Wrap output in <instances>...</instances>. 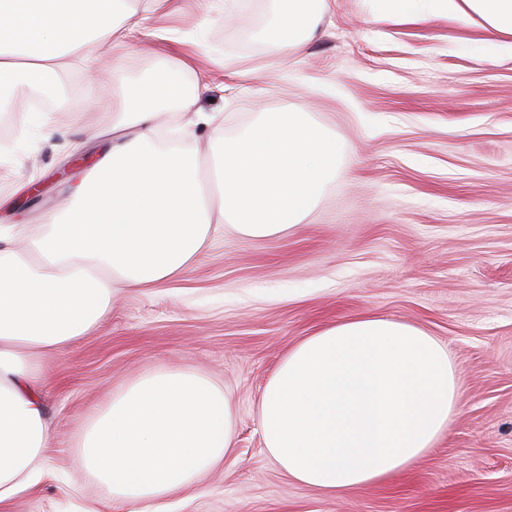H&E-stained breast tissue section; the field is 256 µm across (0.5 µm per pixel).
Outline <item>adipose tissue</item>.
I'll return each instance as SVG.
<instances>
[{"instance_id":"obj_1","label":"adipose tissue","mask_w":512,"mask_h":512,"mask_svg":"<svg viewBox=\"0 0 512 512\" xmlns=\"http://www.w3.org/2000/svg\"><path fill=\"white\" fill-rule=\"evenodd\" d=\"M265 39L273 51L316 33L327 0H280ZM170 0H0V90L38 86L72 63L98 67L134 28L161 40L151 20ZM406 22L455 9L512 37V0H379ZM192 57L123 85L108 105L75 107L74 125L98 140L96 160L47 233L13 246L0 226V505L43 475L48 426L41 354L68 346L112 310L111 288H145L183 274L215 226L247 239L302 224L340 171L335 132L307 112H266L223 139L204 184L199 155L161 148V111L194 98L179 81ZM461 399L448 351L417 326L359 315L295 344L258 405L263 445L295 483L333 495L379 482L425 456ZM234 449V406L210 380L161 368L113 396L81 442L88 479L107 500L165 512L168 497Z\"/></svg>"}]
</instances>
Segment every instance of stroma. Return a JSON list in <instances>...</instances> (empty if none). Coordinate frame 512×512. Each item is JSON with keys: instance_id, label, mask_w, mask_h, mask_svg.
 Segmentation results:
<instances>
[{"instance_id": "stroma-1", "label": "stroma", "mask_w": 512, "mask_h": 512, "mask_svg": "<svg viewBox=\"0 0 512 512\" xmlns=\"http://www.w3.org/2000/svg\"><path fill=\"white\" fill-rule=\"evenodd\" d=\"M178 0L158 18L166 40L118 48L100 63L138 84L195 50V108L212 126L168 147L208 159L262 112H310L342 143L341 170L304 224L269 238L218 233L180 277L116 286L112 312L69 346L44 354L41 398L50 434L45 473L6 512H133L103 505L80 468V443L113 393L161 367L209 377L235 408V448L168 512H512V40L479 52L487 33L439 13L402 23L377 0H327L317 36L270 52L278 0ZM256 70L230 88L235 69ZM112 83L73 67L51 97V136L24 111L0 112L11 155L0 163V225L19 238L47 232L96 142L75 134L70 106L109 99ZM31 182L30 192L17 187ZM372 314L421 327L460 371V407L423 458L383 482L328 496L292 482L264 448L261 393L288 350L322 326Z\"/></svg>"}]
</instances>
